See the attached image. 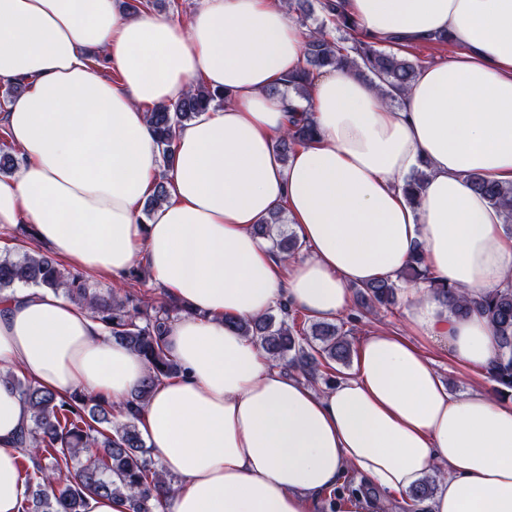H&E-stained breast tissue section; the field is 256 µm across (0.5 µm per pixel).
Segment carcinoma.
Wrapping results in <instances>:
<instances>
[{"instance_id": "cac0c4a2", "label": "carcinoma", "mask_w": 512, "mask_h": 512, "mask_svg": "<svg viewBox=\"0 0 512 512\" xmlns=\"http://www.w3.org/2000/svg\"><path fill=\"white\" fill-rule=\"evenodd\" d=\"M288 9L302 23L313 13V4L311 0H288ZM322 9L336 23V28H354L343 14L340 0H323ZM328 67L347 69L361 77L373 76L380 93L391 99L410 87L418 69L406 57L379 49L372 42L359 40L346 47L330 37L324 23L307 29L303 68L288 76L283 87L273 88L269 94L292 92L304 99L313 71ZM226 100L224 93L198 83L179 102L150 110L149 122L165 165L173 163L172 146L177 130ZM314 135L313 121L301 114L276 140L275 151L286 161ZM20 161L16 149L0 147L1 172L15 170ZM426 179L425 170L413 171L405 180L404 192L411 199L417 198ZM469 180L511 223L512 184L491 182L479 173L470 174ZM165 197L161 178L155 183L152 196L145 201L143 213L150 215ZM284 222L283 210L277 209L265 223L256 225L255 231L288 260L299 253L301 243L281 227ZM11 239L13 246L0 253V294L21 285L44 288L88 309L113 340L133 350L148 365V376L131 394L128 404L145 402L158 382L180 373L163 337L184 308L164 291L159 298L140 295L136 286L146 278L141 266L133 267L124 276L123 293L110 286L97 290L90 287L83 272L31 248L35 241L32 225H17ZM411 282L437 287L421 250L397 279L383 278L356 289L355 315L350 320L354 322L357 316L376 309L392 310L398 290ZM444 293L454 313L463 316L477 312L490 321L496 357L487 375L491 382L511 390L512 284L478 298L456 295L449 286ZM235 325L244 335L256 339L269 359L298 372L310 383L321 380L328 387L335 385L336 378L329 371L336 364L347 366L351 360V343L342 327L319 321L307 329H299L296 310L286 302H279L257 319L238 320ZM0 383L15 387L31 409V423L16 442L21 455L20 475L26 486L22 512H84L89 495L123 498L128 502V512H158L174 495L176 480L158 468L151 458L134 413L117 421L114 406L102 397L80 392L64 396L10 368L0 369ZM435 488V479L427 478L411 491V499L422 503L433 496Z\"/></svg>"}]
</instances>
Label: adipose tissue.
Segmentation results:
<instances>
[{"instance_id":"ef3b65f1","label":"adipose tissue","mask_w":512,"mask_h":512,"mask_svg":"<svg viewBox=\"0 0 512 512\" xmlns=\"http://www.w3.org/2000/svg\"><path fill=\"white\" fill-rule=\"evenodd\" d=\"M342 5L357 38L406 47L444 33L448 57L391 101L346 70L314 76L317 135L284 164L273 143L299 101L268 90L302 66L305 38L269 0H204L179 26L122 16L114 0H0V83L26 86L0 113L23 155L0 177V229L34 225L57 257L111 282L144 264L188 307L165 336L181 372L138 409L179 480L170 512H313L347 475L381 495L349 512H400L434 472L432 512H512V394L450 391L414 342H445L457 366L485 374L496 356L485 317L405 284L406 332L363 337L352 373L322 391L233 325L284 298L335 320L352 287L396 277L419 249L464 296L512 282V230L468 179L512 183V0ZM199 80L230 100L182 127L162 168L148 112ZM418 168L427 182L412 200L402 185ZM161 171L167 197L140 223ZM279 208L304 261L254 232ZM0 366L121 406L148 374L87 309L39 288L0 296ZM30 418L0 383V512L25 497L14 440Z\"/></svg>"}]
</instances>
